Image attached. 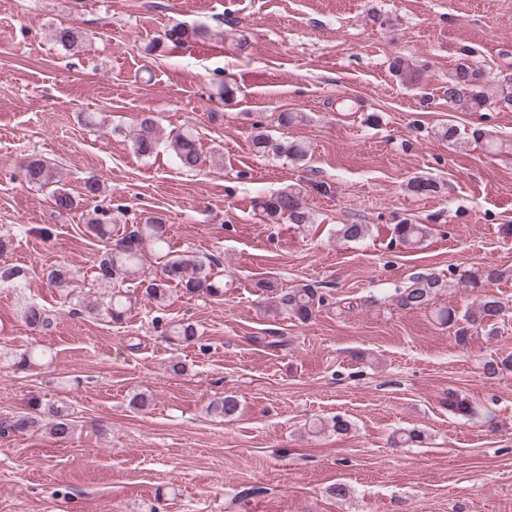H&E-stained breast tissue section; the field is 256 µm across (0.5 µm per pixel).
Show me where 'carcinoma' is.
Returning <instances> with one entry per match:
<instances>
[{
  "mask_svg": "<svg viewBox=\"0 0 512 512\" xmlns=\"http://www.w3.org/2000/svg\"><path fill=\"white\" fill-rule=\"evenodd\" d=\"M208 30L203 27L187 28L176 24L165 31L164 41L180 44L191 37L203 38ZM488 79L483 69L464 61L458 64L455 76L448 81L445 94L448 107L457 112H479L487 104L485 85ZM155 120L144 118L139 132L131 136V144L136 154L150 156L154 153L158 138L155 135ZM254 150L261 154L285 157L294 162L305 160V147L295 141H276L266 131L257 130L251 135ZM171 150L179 166L192 170L201 161V154L196 136L190 132L176 135L170 142ZM28 183L50 189L54 208L59 214L69 212L76 206V199L71 192L59 186L55 171L41 158H32L25 165ZM410 191L431 195L438 192V182L433 178L415 177L408 182ZM259 207L267 219L277 223L283 219L291 224L311 223L312 213L303 202L302 190L294 185L281 188L278 192L262 199ZM86 232L105 243V251L100 256L93 272V281L108 293L99 299L89 301L80 292L76 272L66 266L58 265L46 272L50 287L58 289L70 298L74 305L72 312L101 315L117 326L123 324L135 309L138 299L148 300L157 306H163L169 300L171 289L176 288L186 296L207 295L214 299L224 297V273L219 265L211 266L202 259L184 254L169 256V242L166 225L158 218L144 224H132L118 234L112 229V216L109 210L94 208L88 217ZM395 240L404 246L415 247L428 234L424 224L402 222L394 225ZM367 225L342 224L337 229V236L348 242L365 238ZM13 238L0 235V288H19L27 280L26 268L11 264L5 257L11 252ZM155 252L164 259L160 272L148 277L142 270L143 258L148 252ZM509 273L507 269L488 267L482 271L471 272L464 276V281L473 289L487 286ZM135 288L130 289L128 285ZM450 281L436 272H424L414 275L410 285L396 291V305L408 312L422 310L446 288ZM256 288L266 297L261 304L264 313L274 317L285 315L301 324H306L315 315V305L322 302L317 289L309 284H299L293 288H280L270 279L257 282ZM512 310V305L499 296L486 290L479 294L473 306L463 315H457L453 308H444L438 312L441 324L455 328L454 338L458 345L464 346L472 328L481 327L494 333L496 324ZM19 318L33 331L49 329L54 318L43 305L29 301L20 305ZM162 333L170 340L191 344L199 340L194 324L186 321H173L162 327ZM47 358L44 350L35 346L28 347L13 355V365L17 369L28 370L40 366ZM448 411L455 415H467L472 412L470 404L453 391H448ZM240 402L232 394L215 398L207 405V411L217 418L233 417L239 412ZM77 425L71 418L70 407L63 401L46 404L36 402L32 412L15 415L0 421V435H32L41 430L53 438L64 441L70 439ZM351 422L340 415L326 421L310 425L309 433L321 435L328 431L346 433ZM427 437L418 429H404L393 437L397 446H419L426 443Z\"/></svg>",
  "mask_w": 512,
  "mask_h": 512,
  "instance_id": "carcinoma-1",
  "label": "carcinoma"
}]
</instances>
